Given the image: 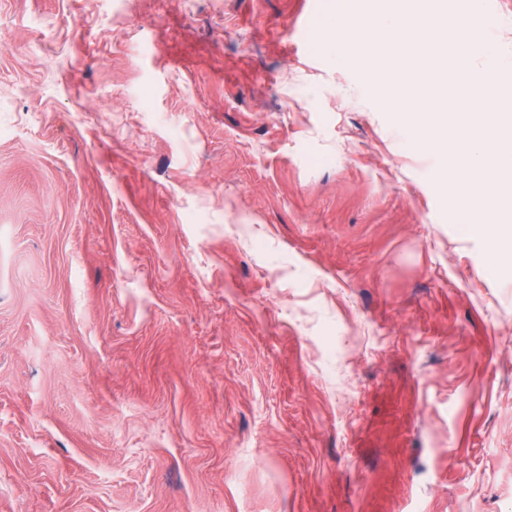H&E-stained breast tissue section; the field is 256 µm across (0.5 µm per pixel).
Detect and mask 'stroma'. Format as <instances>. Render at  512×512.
<instances>
[{
	"label": "stroma",
	"mask_w": 512,
	"mask_h": 512,
	"mask_svg": "<svg viewBox=\"0 0 512 512\" xmlns=\"http://www.w3.org/2000/svg\"><path fill=\"white\" fill-rule=\"evenodd\" d=\"M336 0H0V512H512V261Z\"/></svg>",
	"instance_id": "obj_1"
}]
</instances>
